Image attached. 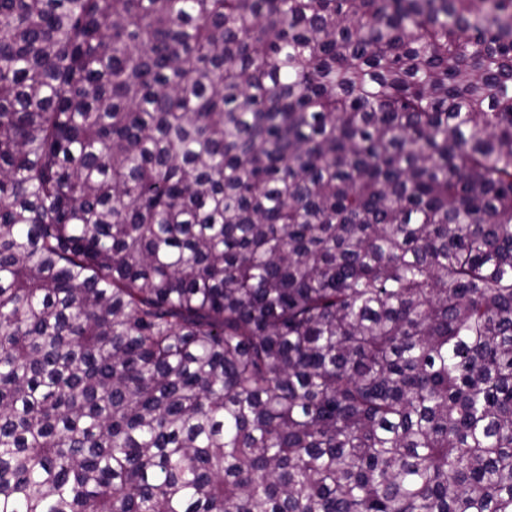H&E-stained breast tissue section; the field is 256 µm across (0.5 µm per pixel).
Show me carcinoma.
<instances>
[{
    "label": "carcinoma",
    "mask_w": 512,
    "mask_h": 512,
    "mask_svg": "<svg viewBox=\"0 0 512 512\" xmlns=\"http://www.w3.org/2000/svg\"><path fill=\"white\" fill-rule=\"evenodd\" d=\"M0 512H512V0H0Z\"/></svg>",
    "instance_id": "carcinoma-1"
}]
</instances>
